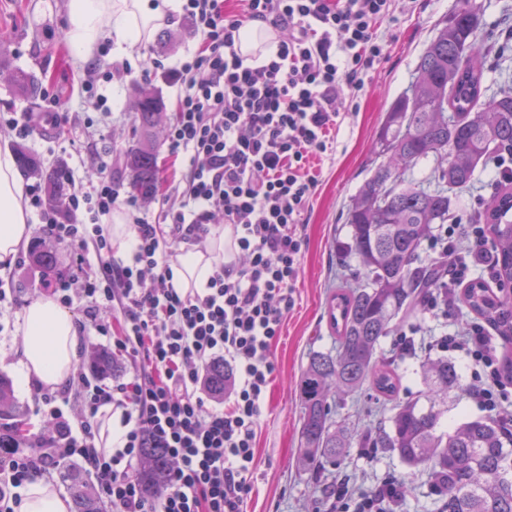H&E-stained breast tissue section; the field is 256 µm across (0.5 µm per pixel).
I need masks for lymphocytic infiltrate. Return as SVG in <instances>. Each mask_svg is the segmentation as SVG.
Here are the masks:
<instances>
[{
	"mask_svg": "<svg viewBox=\"0 0 512 512\" xmlns=\"http://www.w3.org/2000/svg\"><path fill=\"white\" fill-rule=\"evenodd\" d=\"M184 0L183 13L200 45L177 65L161 68L176 90L167 129L172 155L189 164L166 183L156 216L122 197L108 164L87 189L72 191L64 211L44 208L41 189L24 196L35 209L39 237L94 252L97 265L78 285L55 282L63 306L86 301L91 326L124 359L121 375L104 382L97 368L77 371L83 415L72 423L65 391L41 392L35 409L51 432L39 455L0 459V512L26 486L63 461L81 463L112 512H245L258 468L259 420L275 365L273 347L294 306L311 202L320 184L317 159L331 152L333 131L351 109L375 65L389 53L377 35L394 24L400 0ZM279 31L268 59L248 63L241 37L253 22ZM125 211L135 244L119 257L103 228ZM226 225L238 260L216 262L204 287L176 286L172 259L181 244L201 245ZM483 225H440L430 251L452 255L425 305L447 313L451 287L466 281L485 254ZM430 349L461 353L473 367L469 399L498 409L503 385L480 325L434 338ZM232 371L223 400L208 395L215 363ZM112 405L123 433L112 450L97 447L95 417ZM163 449L172 466L156 495L146 494L137 466L144 449ZM400 479L363 488L340 478L327 512H400Z\"/></svg>",
	"mask_w": 512,
	"mask_h": 512,
	"instance_id": "1",
	"label": "lymphocytic infiltrate"
}]
</instances>
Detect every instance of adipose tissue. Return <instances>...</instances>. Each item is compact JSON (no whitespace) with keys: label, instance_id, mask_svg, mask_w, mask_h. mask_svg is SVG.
Returning <instances> with one entry per match:
<instances>
[{"label":"adipose tissue","instance_id":"ef3b65f1","mask_svg":"<svg viewBox=\"0 0 512 512\" xmlns=\"http://www.w3.org/2000/svg\"><path fill=\"white\" fill-rule=\"evenodd\" d=\"M175 0H68L66 31L71 55L91 61L103 26L116 37L117 56L130 55L176 12ZM21 174L10 152H0V263L15 259L28 238V210L20 190ZM223 238L210 242L208 251L194 248L179 255L174 278L180 287H204ZM23 343L19 386L38 381L56 386L72 372L81 338L72 314L56 301L41 298L22 313Z\"/></svg>","mask_w":512,"mask_h":512}]
</instances>
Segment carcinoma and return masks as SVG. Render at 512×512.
I'll return each mask as SVG.
<instances>
[{
  "mask_svg": "<svg viewBox=\"0 0 512 512\" xmlns=\"http://www.w3.org/2000/svg\"><path fill=\"white\" fill-rule=\"evenodd\" d=\"M491 35L480 34L472 0L438 29L415 68V76L386 113L376 139L386 157L352 199L346 220L347 252L363 270L357 286L336 293L343 303L342 322L334 325L336 352L310 355L298 391L302 405L298 466L317 470L341 461L345 449L389 448L408 466L439 482L443 497L437 512H512V424L496 417L464 419L441 430L448 412V392L460 389L456 365L434 359L424 365L427 406L416 400L396 405L390 430L355 436L333 420L331 402L369 386L384 398L396 396L399 378L393 362L378 355L382 339L397 321L422 308L428 289L437 285L442 265L436 261L417 270L413 264L435 225L455 216L456 191L468 188L478 166L507 152L512 155V85L491 90L485 82L482 47ZM18 92L34 98L40 81L15 69L3 75ZM166 119L164 104L151 90L136 95L135 143L124 153L129 193L150 200L157 188V157L152 129ZM421 164L430 174L413 178ZM48 200L59 204L68 195L70 176L62 165L46 174ZM512 205V185H500L472 215L486 224L495 243L494 279L503 294L480 281L459 293V300L485 322L501 341V371L512 378V304L505 294L512 286V224H501L505 204ZM32 265L56 271L53 251L37 247ZM43 435L31 432L25 412L12 399V383L0 374V457L23 448L39 453ZM170 462L159 448L144 450L140 474L146 492L164 484ZM72 512H108L107 503L88 485L79 467L62 466Z\"/></svg>",
  "mask_w": 512,
  "mask_h": 512,
  "instance_id": "obj_1",
  "label": "carcinoma"
}]
</instances>
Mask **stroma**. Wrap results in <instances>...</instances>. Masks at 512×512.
<instances>
[{"label": "stroma", "mask_w": 512, "mask_h": 512, "mask_svg": "<svg viewBox=\"0 0 512 512\" xmlns=\"http://www.w3.org/2000/svg\"><path fill=\"white\" fill-rule=\"evenodd\" d=\"M481 29L493 32L497 44L488 58L486 79L497 87L512 81V0H475ZM68 0H0V66L34 72L43 90L58 94L65 122L48 137L16 141L0 128V151L24 149L35 155L43 168L64 165L73 188H87L99 176L100 160L112 164V176L126 185L124 152L133 142L135 90L155 91L167 111H174V90L160 78L142 76L149 60L170 66L198 44L188 22L175 17L159 28L149 45L151 55L112 57L115 36L104 30L96 59L75 62L66 42ZM461 0H421L420 8L401 14L393 26L378 34L391 44L389 57L372 72L358 111L346 114L333 152L325 159L321 184L313 199L307 224L301 272L296 284L295 306L274 348L275 372L263 409L257 438L259 466L248 497L247 512H324L326 492L340 476L370 486L395 476L406 481L408 493L402 512H433L434 493L424 473L409 468L388 448H349L344 460L314 473L299 469L301 404L298 380L313 352H327L335 340L325 318L327 302L338 289L355 285L359 265L344 258L348 242L347 208L379 158L374 151L377 133L395 98L410 81L420 55ZM94 79L95 92H87L85 79ZM29 236L19 261L0 271V287L8 289L10 305L0 311V373L16 378L21 368L23 328L21 315L41 298L42 285L55 281L31 267ZM381 353L392 357L402 378L401 400H414L424 388L421 365L425 352L397 355L392 338H385ZM395 403L377 398L363 388L336 405L337 419L355 430L374 431L389 426Z\"/></svg>", "instance_id": "1"}]
</instances>
